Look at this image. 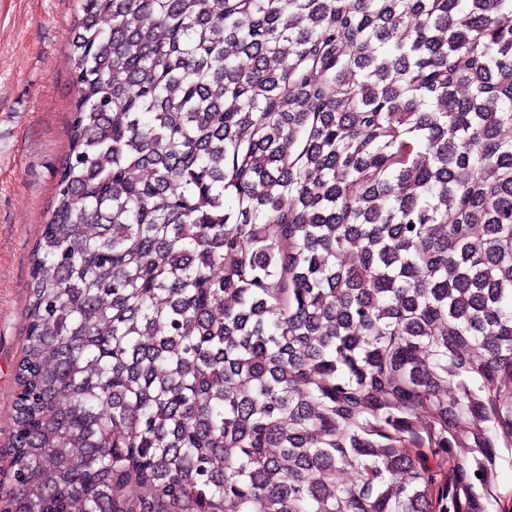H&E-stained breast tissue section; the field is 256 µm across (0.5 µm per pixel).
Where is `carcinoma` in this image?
<instances>
[{"instance_id":"1","label":"carcinoma","mask_w":512,"mask_h":512,"mask_svg":"<svg viewBox=\"0 0 512 512\" xmlns=\"http://www.w3.org/2000/svg\"><path fill=\"white\" fill-rule=\"evenodd\" d=\"M5 512H505L512 0H80ZM503 459L498 464V485L499 492L505 504L511 499L512 503V454L510 451L502 448Z\"/></svg>"}]
</instances>
